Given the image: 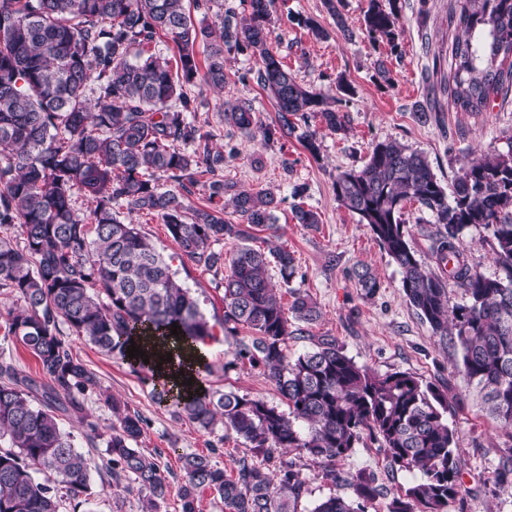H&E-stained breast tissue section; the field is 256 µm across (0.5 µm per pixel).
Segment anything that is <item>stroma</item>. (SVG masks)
Segmentation results:
<instances>
[{
  "mask_svg": "<svg viewBox=\"0 0 512 512\" xmlns=\"http://www.w3.org/2000/svg\"><path fill=\"white\" fill-rule=\"evenodd\" d=\"M399 16V55L390 56L387 66L390 82L374 73L372 62L385 52L384 44L372 43L363 24L367 0H343L342 11L353 33L345 39L336 30L324 0H277L271 26V41L284 64L298 81L327 94H335L337 77L354 89L343 97L338 108L347 116L348 131L330 132L320 118L309 124L320 143L318 155H310L296 137L264 145L255 138L231 129L224 122L223 103L251 100L263 122L277 118L274 99L255 80L237 81V74L257 68L247 53L228 55L225 71L230 76L223 91L204 90L207 107L196 118L213 138L211 147L234 145L236 160L224 168V178L245 188H273L283 198L277 213L281 227L277 240L295 258L297 275L292 287L308 293L322 316L311 325L308 335L288 340V355L296 357L311 347L315 336H332L344 352L361 366L374 372H407L437 386L448 397V424L457 432L464 468L465 489L461 498L448 506V512H512V494L496 493L499 470L512 463V431L501 427L480 407L462 369L461 355L444 347L432 336L401 287V275L375 240L367 225L339 204L334 193L337 174L365 166L376 142L396 139L423 152L443 186H450L463 162L480 153L503 150L512 139V95L495 100L488 111L461 112L437 95L438 119L424 124L416 111L426 105L431 85L440 83L450 62L452 42L458 35L448 24L451 0H401ZM309 18L326 28L327 38L318 39L298 25V18ZM261 165H253V157ZM313 209L318 224L308 227L292 217L294 205ZM402 219L416 256L427 269H434L431 246L437 227L430 214L409 203ZM142 235L164 255L179 281L198 298L217 336L209 344L211 372L206 387L212 391H234L282 405L283 399L262 370L232 364L235 338L249 339V330L237 337L224 335V273L183 257L177 244L159 219L134 216ZM366 264L376 270L381 288L371 299L361 295L351 275L352 269ZM61 337L73 354L92 372L102 387L118 397L130 410L144 418L138 442L145 453L156 455L171 482L181 478L180 454L211 453L226 474H235L240 459L261 462L234 433L224 427L206 432L187 419L174 416L154 396V383L134 370L119 356H108L62 328ZM101 392L86 396V408L99 426H106L111 412ZM338 469L374 476L380 494L369 512H388L393 497L404 494L414 482V474L390 466L374 448H355L350 456L337 461ZM106 470L93 472L90 505L63 498L60 512H139L137 496L124 498L111 494Z\"/></svg>",
  "mask_w": 512,
  "mask_h": 512,
  "instance_id": "1",
  "label": "stroma"
}]
</instances>
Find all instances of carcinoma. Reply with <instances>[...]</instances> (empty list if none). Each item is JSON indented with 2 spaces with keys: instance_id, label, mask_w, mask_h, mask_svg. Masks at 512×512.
<instances>
[{
  "instance_id": "1",
  "label": "carcinoma",
  "mask_w": 512,
  "mask_h": 512,
  "mask_svg": "<svg viewBox=\"0 0 512 512\" xmlns=\"http://www.w3.org/2000/svg\"><path fill=\"white\" fill-rule=\"evenodd\" d=\"M187 0H0V229H20L22 243L0 236V291L23 305L8 311L4 335L37 359L40 376L0 360V512H59L58 493L89 501L95 459L75 448L61 417L76 420L87 440L105 443V468L115 488L137 494L140 512H163L171 494L180 512H198L208 490L224 512H300L308 493L302 469L273 456L296 450L319 464L323 477L348 489L319 501L310 512H368L380 494L371 475H343L336 460L357 445H371L390 464L419 474L389 512H447L463 487L458 437L448 425L447 397L407 372L381 375L358 365L333 336L288 358V338L302 336L321 311L296 289L284 307L269 265L283 283L295 277V258L280 246L256 249L266 231L279 238L276 212L283 199L271 188L246 189L224 180L234 146H209L212 134L188 118L198 111L186 87L222 89L225 56L250 52L256 81L274 97L277 120L264 124L251 101L224 102V123L260 136L264 144L297 135L319 154L309 118L318 115L334 133L347 132L338 99L297 81L270 41L276 0H249L238 16L224 0H193L215 11L196 22ZM336 28L351 31L341 0H325ZM400 0H368L369 38L399 48ZM452 17L448 99L463 112H485L495 96L512 91V0H460ZM177 47L176 64L151 52L159 36ZM304 130H299V123ZM207 174L209 206L192 208L186 194ZM172 179L179 190L164 187ZM337 200L370 227L397 265L412 306L443 345L460 349L464 374L489 412L512 427V138L505 152L467 159L446 191L423 152L389 139L372 147L360 169L339 173ZM92 204L90 220L76 211L78 197ZM414 202L443 226L432 246L439 273L425 270L410 246L401 212ZM238 223L224 218L226 210ZM133 215L160 219L183 256L224 274V331L241 328L233 362L263 369L288 403V412L261 399L204 389L173 398L172 413L199 429L233 432L273 465L238 462L229 476L211 456H180L182 481L172 486L157 460L136 448L144 419L105 396L112 413L105 428L91 420L85 396L97 376L60 336L65 325L108 355L128 359L134 345L149 356L138 367L156 377L157 364L183 365L196 345L214 338L198 300L143 236ZM484 228L498 273L484 275L469 255L465 235ZM237 241L229 254L211 245ZM358 288L377 294L381 283L366 265L354 268ZM466 301L453 304L449 285ZM181 326L171 334L172 323Z\"/></svg>"
}]
</instances>
